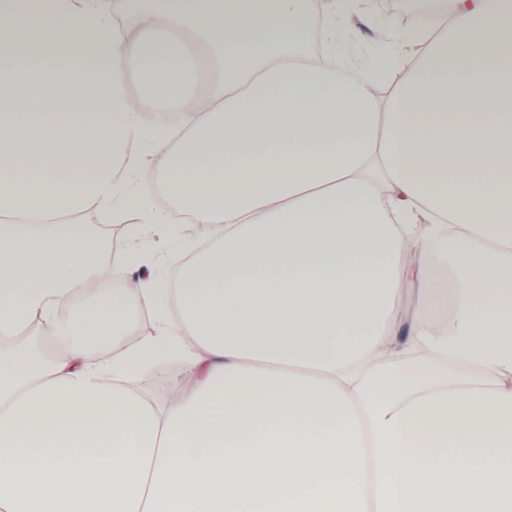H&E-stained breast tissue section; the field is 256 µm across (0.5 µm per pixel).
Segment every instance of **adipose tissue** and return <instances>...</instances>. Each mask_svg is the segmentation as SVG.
Returning <instances> with one entry per match:
<instances>
[{"instance_id": "ef3b65f1", "label": "adipose tissue", "mask_w": 512, "mask_h": 512, "mask_svg": "<svg viewBox=\"0 0 512 512\" xmlns=\"http://www.w3.org/2000/svg\"><path fill=\"white\" fill-rule=\"evenodd\" d=\"M437 2L0 0V512H512V0ZM86 224H94V226H97L105 233L109 240L108 251L110 256L116 251V254L125 253L133 246L139 250L147 249L148 251L154 248L158 254H166L170 247L168 235L169 228L171 229L173 224H155L150 239H142L137 242H134L128 237L122 224H97L94 214L87 216ZM113 239L114 241L117 239V246H115V244L113 246ZM156 377L160 378L162 385L155 383ZM139 380L142 387L159 399H164L170 390L185 383L186 372L180 361L165 356L157 359L148 370L141 372Z\"/></svg>"}]
</instances>
